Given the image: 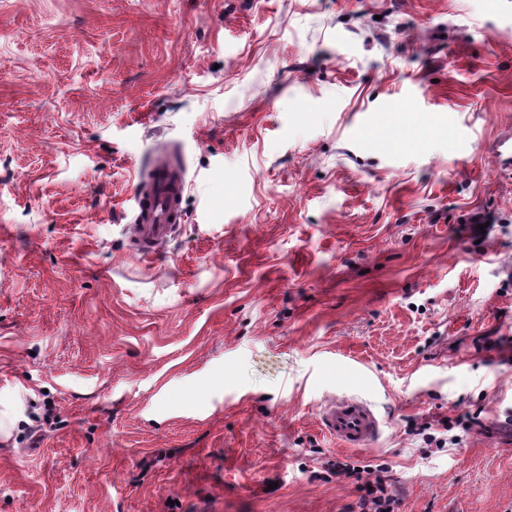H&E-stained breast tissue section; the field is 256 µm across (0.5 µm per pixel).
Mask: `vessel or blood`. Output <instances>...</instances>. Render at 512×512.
<instances>
[{
	"mask_svg": "<svg viewBox=\"0 0 512 512\" xmlns=\"http://www.w3.org/2000/svg\"><path fill=\"white\" fill-rule=\"evenodd\" d=\"M185 175L169 160H159L143 184L134 188L130 245L148 258L177 232L184 221L181 207ZM322 430L345 448H368L380 436L381 422L362 399L347 397L324 404L319 414Z\"/></svg>",
	"mask_w": 512,
	"mask_h": 512,
	"instance_id": "b4317fda",
	"label": "vessel or blood"
}]
</instances>
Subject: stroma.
I'll return each instance as SVG.
<instances>
[{"mask_svg":"<svg viewBox=\"0 0 512 512\" xmlns=\"http://www.w3.org/2000/svg\"><path fill=\"white\" fill-rule=\"evenodd\" d=\"M508 128L512 0H0V512H351L347 456L512 512ZM345 393L373 447L321 431ZM134 188L130 246L141 257L156 255L184 223L181 207L184 173L167 159L159 160ZM144 184V185H143ZM479 416L480 413L468 415L466 418L459 417L454 424L448 419L440 420L437 424H425L420 428V433L417 435H422V441L427 447L445 448L448 440L451 445H457L462 441V436L452 435L448 438V432L455 427H460L464 433H470L475 426L481 425Z\"/></svg>","mask_w":512,"mask_h":512,"instance_id":"35a3bbf8","label":"stroma"}]
</instances>
